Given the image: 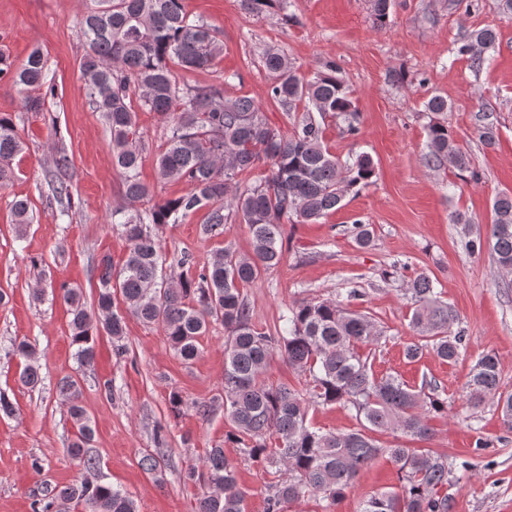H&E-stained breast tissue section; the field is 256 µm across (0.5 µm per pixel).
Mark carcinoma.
I'll use <instances>...</instances> for the list:
<instances>
[{"instance_id":"1","label":"carcinoma","mask_w":512,"mask_h":512,"mask_svg":"<svg viewBox=\"0 0 512 512\" xmlns=\"http://www.w3.org/2000/svg\"><path fill=\"white\" fill-rule=\"evenodd\" d=\"M373 22H389L392 0H369ZM79 19L89 53L81 63L86 94L92 108L109 128L113 164L122 176L125 204L112 210V224L126 240L122 264L112 256L98 262L95 308L87 310L78 288L63 289L70 308L69 332L79 366L96 358L94 335L104 331L116 341L125 336L126 310L146 325L160 326L177 357L186 363L198 356V339L210 321H221L229 332L224 348V417L230 422L224 441L240 448L249 460L263 466L269 477L265 512H283L286 503L319 496L334 505L354 486L358 473L385 456L397 466L399 486L361 502L359 512H448L452 463L422 444L431 440L427 415L448 410L438 386L423 381L416 388L403 379L376 375L360 343L376 345L382 331L373 319L347 307L362 292L349 291L346 300H302L289 308L284 325L274 333L256 328L243 288L283 258L285 225L317 223L342 206L347 193L366 184L375 173L371 156L343 161L324 143L326 120L342 133H358V112L346 80L333 62L308 78L279 50L262 53L271 77L270 100L283 112L287 130L270 126L261 106L248 96L229 98L221 83L179 84L174 68L207 72L224 53L219 34L189 15L184 0H92ZM286 0H241L244 10L262 15L282 10ZM497 33L489 28L472 32L460 47L480 69L484 53ZM15 87H47L54 78L40 49L16 68L0 54V80ZM155 113L167 127L166 148L156 157L158 179L183 182L187 191L140 210L136 204L152 194L141 180L142 138L133 103ZM23 140L10 115L0 114V185L11 180V161ZM427 165L448 164L459 171L472 169V158L456 142L446 122L427 126ZM268 175L242 190L237 172L258 163ZM205 211L202 234L224 235V225L236 216L247 225L251 251L230 247L217 252L209 265L193 271L191 255L172 258L182 268L178 279L167 276L159 230L165 224ZM451 223L462 225L465 248H486L503 275L512 274V192L503 191L492 204L486 235H471L474 221L455 212ZM414 309L410 326L418 341L406 346L413 361L429 347L442 361L456 360L464 336L453 333L455 311L440 300L433 280L424 273L403 281ZM13 351L28 360L21 381L40 384V368L33 363L35 347L26 339ZM278 354L295 371L306 375L305 387L274 385L265 379L270 359ZM58 390L67 402L77 428L68 451L83 468L97 467L88 454L95 430L80 402L74 378H64ZM467 402L476 407L496 402L502 421L512 430V393L500 391L498 358L485 353L465 383ZM340 405L355 411L358 427L324 432L311 424L309 404ZM395 433L405 443L381 446L378 436ZM185 479L206 491L197 498L196 512H246L238 488L236 465L224 448L210 449L202 468L190 467ZM74 504L89 512H136L133 500L121 490L88 478L55 488L33 503L34 512H63Z\"/></svg>"}]
</instances>
